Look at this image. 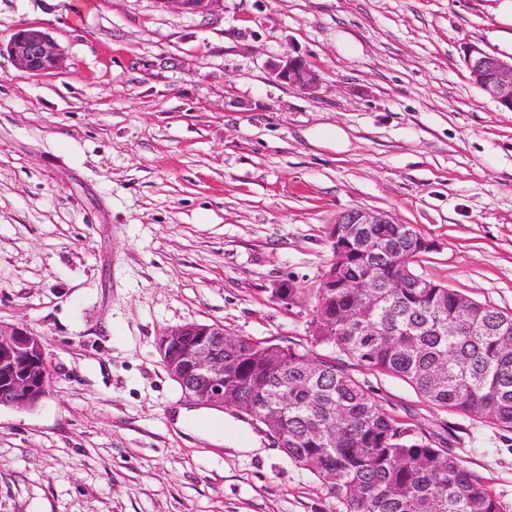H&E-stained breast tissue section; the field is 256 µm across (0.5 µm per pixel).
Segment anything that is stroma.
<instances>
[{"label": "stroma", "instance_id": "stroma-1", "mask_svg": "<svg viewBox=\"0 0 512 512\" xmlns=\"http://www.w3.org/2000/svg\"><path fill=\"white\" fill-rule=\"evenodd\" d=\"M22 25L66 62L0 54V321L41 338L51 378L0 406V512H341L270 436L249 453L175 427L192 402L160 339L310 346L353 209L414 225L436 243L418 274L512 312V112L464 62L471 43L512 57V0H0V41ZM287 54L315 93L272 74ZM347 366L512 512V429ZM165 9L193 14H208L214 12L223 0H156ZM6 50L15 64L28 73L55 71L64 65V55L59 45L47 32L36 27L17 28Z\"/></svg>", "mask_w": 512, "mask_h": 512}]
</instances>
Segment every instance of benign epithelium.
<instances>
[{
  "label": "benign epithelium",
  "mask_w": 512,
  "mask_h": 512,
  "mask_svg": "<svg viewBox=\"0 0 512 512\" xmlns=\"http://www.w3.org/2000/svg\"><path fill=\"white\" fill-rule=\"evenodd\" d=\"M162 7L193 14L214 12L223 0H158ZM15 64L22 70L41 74L64 65L59 45L45 31L22 26L15 30L7 45ZM464 60L473 82L504 111L512 112V59L505 60L487 53L476 44L464 49ZM275 77L288 86L304 92L315 91L321 78L300 56L287 55L273 64ZM386 214L357 209L336 220L329 238L336 242V226L340 224H391ZM163 364L169 375L178 381L184 395L200 404L218 408L235 407L224 391V327L188 323L170 330L159 346ZM44 358L41 339L27 328L0 321V406L17 409L34 407L46 394L37 373Z\"/></svg>",
  "instance_id": "obj_1"
}]
</instances>
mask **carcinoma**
I'll list each match as a JSON object with an SVG mask.
<instances>
[{
	"label": "carcinoma",
	"instance_id": "carcinoma-1",
	"mask_svg": "<svg viewBox=\"0 0 512 512\" xmlns=\"http://www.w3.org/2000/svg\"><path fill=\"white\" fill-rule=\"evenodd\" d=\"M348 229L341 276L318 288L312 318L334 329L313 340L335 357L226 336L224 391L279 434L291 463L328 480L345 512H504L463 460L402 426L342 357L406 381L434 405L512 429V313L415 273L423 252L413 225ZM359 279L369 287H348Z\"/></svg>",
	"mask_w": 512,
	"mask_h": 512
}]
</instances>
